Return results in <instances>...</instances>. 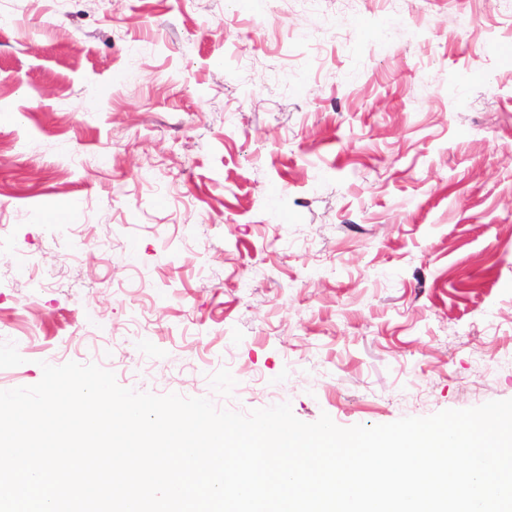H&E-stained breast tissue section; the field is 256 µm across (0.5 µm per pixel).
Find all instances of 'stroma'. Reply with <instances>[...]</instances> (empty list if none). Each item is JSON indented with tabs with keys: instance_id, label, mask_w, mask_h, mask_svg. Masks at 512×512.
<instances>
[{
	"instance_id": "stroma-1",
	"label": "stroma",
	"mask_w": 512,
	"mask_h": 512,
	"mask_svg": "<svg viewBox=\"0 0 512 512\" xmlns=\"http://www.w3.org/2000/svg\"><path fill=\"white\" fill-rule=\"evenodd\" d=\"M373 426L512 399V0H0V389Z\"/></svg>"
}]
</instances>
